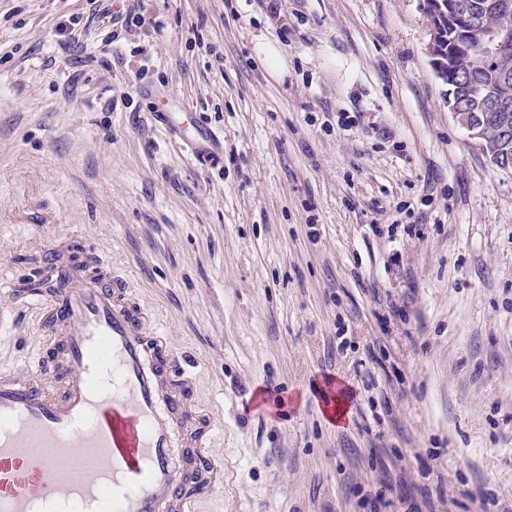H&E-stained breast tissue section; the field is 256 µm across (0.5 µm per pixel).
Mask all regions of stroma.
<instances>
[{"mask_svg":"<svg viewBox=\"0 0 512 512\" xmlns=\"http://www.w3.org/2000/svg\"><path fill=\"white\" fill-rule=\"evenodd\" d=\"M427 41L420 0H0V368L58 348L11 284L95 245L214 415L202 512L511 506L512 171Z\"/></svg>","mask_w":512,"mask_h":512,"instance_id":"35a3bbf8","label":"stroma"}]
</instances>
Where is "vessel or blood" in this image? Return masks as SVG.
Returning <instances> with one entry per match:
<instances>
[{
	"mask_svg": "<svg viewBox=\"0 0 512 512\" xmlns=\"http://www.w3.org/2000/svg\"><path fill=\"white\" fill-rule=\"evenodd\" d=\"M41 328L53 365L0 372V512H198L224 483L208 431L186 426L190 373L125 277L88 246L46 257Z\"/></svg>",
	"mask_w": 512,
	"mask_h": 512,
	"instance_id": "1",
	"label": "vessel or blood"
}]
</instances>
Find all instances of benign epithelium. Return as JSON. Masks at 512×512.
Here are the masks:
<instances>
[{"instance_id": "obj_1", "label": "benign epithelium", "mask_w": 512, "mask_h": 512, "mask_svg": "<svg viewBox=\"0 0 512 512\" xmlns=\"http://www.w3.org/2000/svg\"><path fill=\"white\" fill-rule=\"evenodd\" d=\"M428 28L426 53L438 78L445 75V43L457 41L467 52L479 51L502 64L496 80L512 81V8L498 5V21L485 23L491 4L473 9L466 0H420ZM457 88L448 91L446 104L456 123L489 162L502 170H512V107L492 96L491 89L457 74Z\"/></svg>"}]
</instances>
